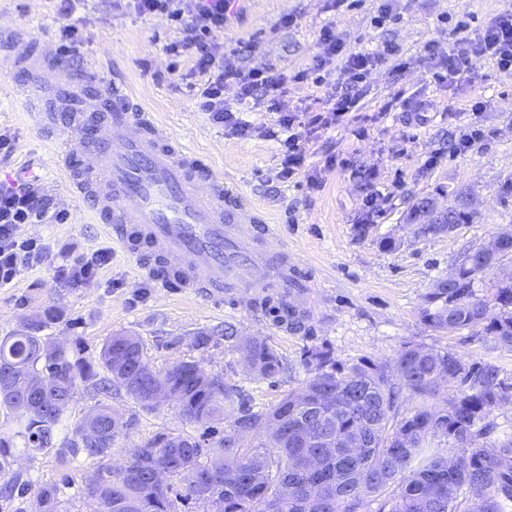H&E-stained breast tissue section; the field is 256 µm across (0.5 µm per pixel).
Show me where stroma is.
Returning a JSON list of instances; mask_svg holds the SVG:
<instances>
[{"mask_svg": "<svg viewBox=\"0 0 512 512\" xmlns=\"http://www.w3.org/2000/svg\"><path fill=\"white\" fill-rule=\"evenodd\" d=\"M382 0H236L224 24L222 40L236 66L289 74L313 67L323 49L322 28L331 27L352 52H375L385 45L395 56L368 74L363 95L348 120L325 129L305 131L304 172L291 180L278 175L281 163L280 112L316 108L321 90L312 83L293 84L279 101H240L235 83L224 85V104L239 112L252 130L240 138L213 122L198 107L199 76L193 59L176 57L167 47L189 32L166 18L125 12L118 0H76L69 17L57 14L52 0H0V24L10 26L35 45L51 41L60 57L94 60L104 77L117 74L129 84L133 100L153 113L176 141L206 156L223 172L248 204L275 227V247L288 248L306 293L300 304L311 318L306 331L276 329L269 317L251 309L250 297L215 304L205 293L160 287L153 273L155 257L142 248L125 253L114 245L100 215L83 199L70 195L59 170L61 142L39 130L15 90V75L0 69V134L15 142V151L0 164V180L38 175L42 192L59 224H23L18 234L45 247V259L0 288V336L15 330L29 314L59 305L66 317L48 329L53 339H80L89 360H97L112 333L132 331L146 344L147 360L159 369L190 356L195 331L234 324L239 333L267 336L286 358L288 370L275 379L246 376L237 356L218 341L202 352L203 366L223 372L227 382L242 386L256 410L274 406L297 388L307 374L301 363L305 348L326 346L335 358L389 360L408 342L452 353L464 364L490 362L512 387V351L488 350L484 337L469 332L441 335L419 318L424 296L439 277L448 275L469 252L502 229L512 228V75L489 64L437 81L426 47L447 54L454 23L482 28L506 9L505 0H394L395 20L376 25ZM292 24H284V16ZM76 29L65 39L64 26ZM482 100L485 109L470 104ZM111 100L98 84L78 86L56 74L48 111H93L102 116ZM473 125L481 138L469 150L450 152L459 127ZM384 195L380 211L367 208L373 191ZM471 198L476 216L452 232L418 234L407 223L412 201L433 198L447 208L455 195ZM387 237L400 239L395 250L382 249ZM111 247L112 260L94 279L72 282L63 266L81 255ZM113 408L136 414L129 443L160 431L201 435L172 406L151 410L125 394H112ZM96 462L77 457L60 462L55 455L21 459L19 470L33 483H55L65 495L80 494Z\"/></svg>", "mask_w": 512, "mask_h": 512, "instance_id": "35a3bbf8", "label": "stroma"}]
</instances>
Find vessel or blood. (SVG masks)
<instances>
[{"label":"vessel or blood","mask_w":512,"mask_h":512,"mask_svg":"<svg viewBox=\"0 0 512 512\" xmlns=\"http://www.w3.org/2000/svg\"><path fill=\"white\" fill-rule=\"evenodd\" d=\"M0 46L22 73L19 89L30 114L52 127L44 93L53 50L34 53L26 38L1 27ZM111 99L96 148L61 152L70 192L98 210L109 233L129 250L145 246L172 263L178 287L201 288L217 300L286 288L287 254L269 257L272 230L256 234L260 214L222 172L174 141L151 113L133 107L125 83H113Z\"/></svg>","instance_id":"vessel-or-blood-1"}]
</instances>
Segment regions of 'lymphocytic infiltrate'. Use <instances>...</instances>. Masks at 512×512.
Instances as JSON below:
<instances>
[{"label": "lymphocytic infiltrate", "mask_w": 512, "mask_h": 512, "mask_svg": "<svg viewBox=\"0 0 512 512\" xmlns=\"http://www.w3.org/2000/svg\"><path fill=\"white\" fill-rule=\"evenodd\" d=\"M230 4L231 0H127L126 7L140 16H165L190 29L189 41L168 45V52L194 58L199 74L206 78L200 93V109L232 134L245 137L250 133L249 123L224 106L225 81L230 79L238 85L240 100H264L274 105L288 83L304 82L309 72L302 69L286 77L260 69L245 71L226 59L219 36L224 31ZM451 36L447 58L436 63L447 74L471 71L484 61L499 70L512 71V8L495 15L473 35L469 34L466 23H457ZM392 52V46L387 45L379 52L347 55L343 74L324 96L319 110L281 115L279 126L285 133L280 143L281 179L295 178L305 166L302 128H328L342 122L360 100L359 84L364 75ZM49 208L47 197L35 181L0 182V287L10 285L21 270L39 262L41 246L36 241L20 238L17 230L22 224L45 223L50 216L62 221V214H50Z\"/></svg>", "instance_id": "f902f5d3"}]
</instances>
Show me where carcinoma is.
Segmentation results:
<instances>
[{
    "label": "carcinoma",
    "instance_id": "cac0c4a2",
    "mask_svg": "<svg viewBox=\"0 0 512 512\" xmlns=\"http://www.w3.org/2000/svg\"><path fill=\"white\" fill-rule=\"evenodd\" d=\"M476 211L456 195L437 214L415 202L409 220L418 233L437 236L470 223ZM512 253V239L497 256L478 247L448 276L435 281L420 309L422 322L442 333L468 330L486 337L489 349L512 351V284L499 288L494 303L476 297L475 276ZM301 286L292 281L276 301L260 308L278 325L306 330L309 311L290 300ZM65 310L49 305L0 338V411L16 418L0 433V512H74L59 486L22 479L18 458L50 453L83 456L99 463L81 492L95 512H508L512 508V436L492 440L489 415L506 399L498 369L467 366L449 352L406 343L391 361L336 360L326 346L303 353L308 377L267 411H254L241 389L193 357L152 369L145 345L130 331L113 334L98 362L81 355L79 343L58 342L42 332ZM224 342L258 379L287 369L285 358L263 336H241L224 326ZM110 377H99V369ZM465 388L446 397L444 383ZM123 389L144 407L179 409L190 423L213 429L231 423L219 440L159 432L144 443L118 447L136 421H116L112 406L98 402L65 435L63 419L80 390L110 398ZM413 397L415 409L403 408ZM97 436H86L88 427ZM360 443L346 456L343 445ZM124 456L114 473L102 460ZM469 490L472 497L462 495Z\"/></svg>",
    "mask_w": 512,
    "mask_h": 512
}]
</instances>
